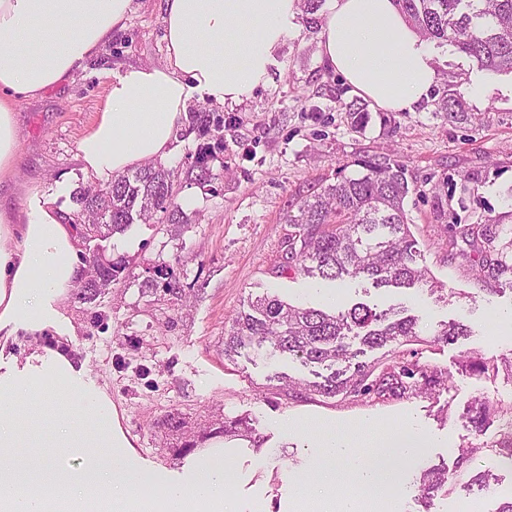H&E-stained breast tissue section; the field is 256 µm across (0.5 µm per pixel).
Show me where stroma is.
<instances>
[{"label": "stroma", "mask_w": 512, "mask_h": 512, "mask_svg": "<svg viewBox=\"0 0 512 512\" xmlns=\"http://www.w3.org/2000/svg\"><path fill=\"white\" fill-rule=\"evenodd\" d=\"M163 9V0H133L125 28L113 32L85 70L17 104V179L52 198L65 214L75 210L72 190L92 182L77 145L104 106L112 71L166 62ZM309 18L301 11L297 33L281 51L268 85L250 99L231 107L192 93L165 162L180 172L173 186L179 223L158 212L124 233L80 240L83 257L96 255L125 269L93 300L67 298L75 344L91 378L108 392L134 452L157 468L183 470L211 438L223 435L225 419L250 422L254 442L240 441L224 458L242 512H294L302 495L294 478L306 472L314 450L304 433L285 438L275 431L274 421L284 415L323 419L340 429L367 418L399 431L414 422L426 436L418 453L424 468L452 466L459 449L487 441L468 471L451 470L430 512H458L464 501L475 512L484 507L495 512L512 498V465L490 447L501 427L494 421L476 434L466 413L479 397L512 410V381H486L466 370L465 361L512 360V343L494 334L496 312L512 310V290L480 289L478 255L471 251L463 257L448 247L435 221L431 187L447 179L452 224L506 211L512 198V74L480 70L451 46H435L439 78L428 100L416 111L392 113L387 123L377 106L368 105L365 128L358 133L343 108L354 94L320 62L321 28ZM473 82L482 92L466 97L467 122L438 115L448 88L461 92ZM202 108L226 123L224 146L213 149L208 160L214 178L206 183L185 177L208 143L190 127V113ZM389 151L407 167L411 192L405 208L423 263L455 295L439 300L424 292L397 293L357 278L336 283L337 307L404 303L418 316L426 339L447 322L470 326L472 335L457 343L426 342L419 348V366L447 370V392L437 399L420 395L387 402L325 398L289 391L277 381L280 373L312 379L299 359L273 363L249 349L225 357L224 336L248 300L268 294L299 304L309 298L311 279L279 271L289 212L320 186L358 175L357 158ZM159 268L168 270V279L156 276ZM173 417L185 421V428L173 429ZM478 471L494 475L496 500L466 491Z\"/></svg>", "instance_id": "stroma-1"}]
</instances>
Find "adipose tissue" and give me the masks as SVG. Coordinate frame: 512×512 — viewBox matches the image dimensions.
<instances>
[{"label": "adipose tissue", "instance_id": "adipose-tissue-1", "mask_svg": "<svg viewBox=\"0 0 512 512\" xmlns=\"http://www.w3.org/2000/svg\"><path fill=\"white\" fill-rule=\"evenodd\" d=\"M319 58L353 92L392 112H412L438 80L428 42L394 0H328ZM301 0H165L167 62L116 71L105 106L80 139L78 156L100 184L174 150L189 93L235 105L269 81L270 69L296 27ZM132 0H0V185L16 180L20 131L15 107L69 81L124 28ZM78 235L53 201L28 193L14 211L0 204V512H235L224 490L223 438L207 442L188 474L144 490L146 461L134 457L112 402L88 379L64 310L86 277ZM35 349L20 359L5 351L18 335ZM66 397L70 409L44 423L21 420L24 398ZM283 433L305 429L318 449L310 483L317 512H396V470L380 449L413 460L421 432L389 433L366 420L339 434L313 423L278 420ZM376 448L356 450L358 439ZM32 449L17 458L15 449ZM79 463L66 465L74 449ZM355 491L337 495V472ZM108 490L111 502L97 493Z\"/></svg>", "mask_w": 512, "mask_h": 512}]
</instances>
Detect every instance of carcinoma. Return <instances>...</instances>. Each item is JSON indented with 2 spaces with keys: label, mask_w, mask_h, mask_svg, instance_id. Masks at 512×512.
Masks as SVG:
<instances>
[{
  "label": "carcinoma",
  "mask_w": 512,
  "mask_h": 512,
  "mask_svg": "<svg viewBox=\"0 0 512 512\" xmlns=\"http://www.w3.org/2000/svg\"><path fill=\"white\" fill-rule=\"evenodd\" d=\"M396 6L420 34L438 44L477 61L482 70L512 72V0H394ZM356 129L363 126L366 105L353 99L344 104ZM439 108L450 121L468 120L464 100L455 90L441 98ZM192 125L205 135L215 137L224 147V119L209 112L191 113ZM211 147L200 149L195 161V179H212L207 159ZM363 169L356 177L344 176L334 184L322 186L297 204L288 215L293 231L286 240L288 263L292 270L322 282L343 281L364 276L376 288L411 289L426 287L428 294L443 291L427 269L418 263L416 240L410 230L405 200L411 192L406 168L394 155H366L357 161ZM177 173L161 165L146 166L133 174L115 178L110 187V202L101 212L95 190L78 188L72 194L78 206L73 223L79 234L109 236L124 233L128 216L137 213L149 218L156 210L169 213V221L180 222V210L174 201L173 184ZM481 255L476 279L484 285L507 284L512 287V209L480 222L455 229L449 239L451 248L458 243ZM122 266L102 264L86 279L77 292L81 301L116 281ZM470 334L467 326L446 323L434 334L437 343H454ZM360 348L352 350V341ZM418 327V316L403 306L379 310L356 303L344 310L321 305H292L276 296L261 297L237 314L224 336V356L231 358L240 349L250 348L266 359L296 357L306 365L329 370L320 381L287 377L288 386L301 391L335 397L369 398L386 401L413 395H438L448 390V372L423 370L413 361L418 350L401 347L425 344ZM388 349L387 363L351 361L363 348ZM466 367L475 375L500 372L497 364L472 357ZM496 413L488 401L477 398L467 413L468 422L479 433L485 431ZM252 432L245 418L224 421V436L246 437ZM448 482V467H429L422 471L418 488L422 501L435 497Z\"/></svg>",
  "instance_id": "1"
}]
</instances>
